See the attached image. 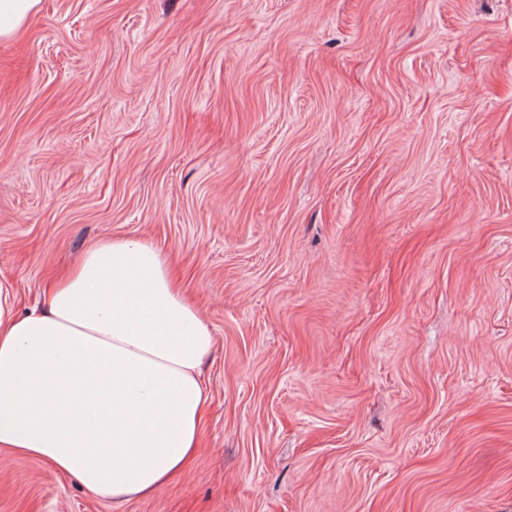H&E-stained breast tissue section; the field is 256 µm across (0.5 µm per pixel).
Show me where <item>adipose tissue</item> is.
<instances>
[{
  "label": "adipose tissue",
  "instance_id": "adipose-tissue-1",
  "mask_svg": "<svg viewBox=\"0 0 512 512\" xmlns=\"http://www.w3.org/2000/svg\"><path fill=\"white\" fill-rule=\"evenodd\" d=\"M213 347L160 251L95 245L41 308L0 292V447L117 505L153 496L197 450Z\"/></svg>",
  "mask_w": 512,
  "mask_h": 512
}]
</instances>
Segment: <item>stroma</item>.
I'll return each instance as SVG.
<instances>
[{"label": "stroma", "mask_w": 512, "mask_h": 512, "mask_svg": "<svg viewBox=\"0 0 512 512\" xmlns=\"http://www.w3.org/2000/svg\"><path fill=\"white\" fill-rule=\"evenodd\" d=\"M171 261L215 338L191 467L122 506L512 512V0H41L0 39V287Z\"/></svg>", "instance_id": "obj_1"}]
</instances>
